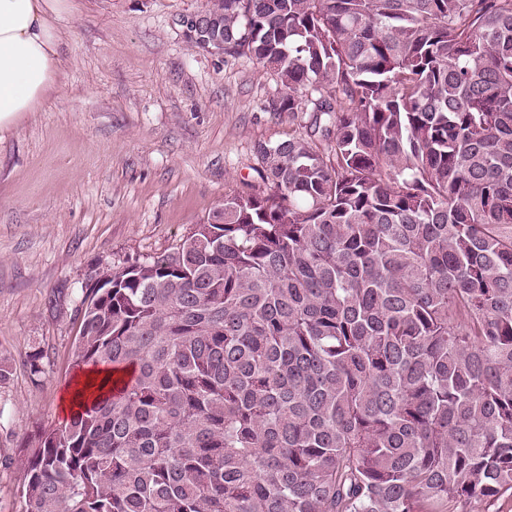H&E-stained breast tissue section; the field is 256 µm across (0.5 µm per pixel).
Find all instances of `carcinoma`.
Masks as SVG:
<instances>
[{
	"label": "carcinoma",
	"mask_w": 512,
	"mask_h": 512,
	"mask_svg": "<svg viewBox=\"0 0 512 512\" xmlns=\"http://www.w3.org/2000/svg\"><path fill=\"white\" fill-rule=\"evenodd\" d=\"M304 131L93 265L22 512H468L512 492V0H209Z\"/></svg>",
	"instance_id": "obj_1"
}]
</instances>
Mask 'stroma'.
<instances>
[{
	"instance_id": "obj_1",
	"label": "stroma",
	"mask_w": 512,
	"mask_h": 512,
	"mask_svg": "<svg viewBox=\"0 0 512 512\" xmlns=\"http://www.w3.org/2000/svg\"><path fill=\"white\" fill-rule=\"evenodd\" d=\"M72 4L58 86L0 131V512H21L29 446L67 420L91 265L171 252L225 195L263 190L255 144L308 119L268 112L279 87L248 57L187 42L207 0Z\"/></svg>"
}]
</instances>
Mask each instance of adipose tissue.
<instances>
[{"label":"adipose tissue","instance_id":"1","mask_svg":"<svg viewBox=\"0 0 512 512\" xmlns=\"http://www.w3.org/2000/svg\"><path fill=\"white\" fill-rule=\"evenodd\" d=\"M69 0H0V129L37 111L61 69L57 25Z\"/></svg>","mask_w":512,"mask_h":512}]
</instances>
